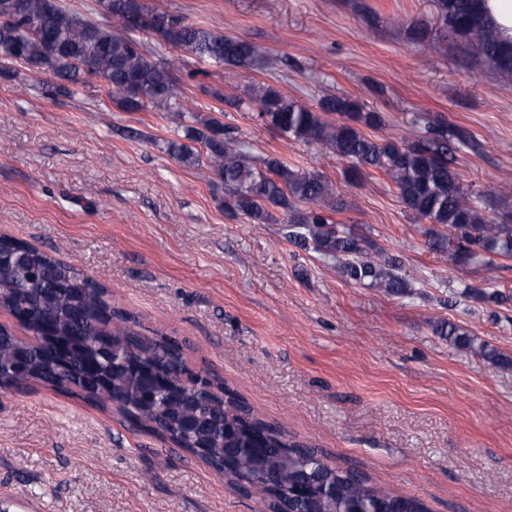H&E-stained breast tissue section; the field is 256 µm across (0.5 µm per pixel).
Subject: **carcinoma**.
<instances>
[{"label":"carcinoma","mask_w":512,"mask_h":512,"mask_svg":"<svg viewBox=\"0 0 512 512\" xmlns=\"http://www.w3.org/2000/svg\"><path fill=\"white\" fill-rule=\"evenodd\" d=\"M483 0H435V27L474 62L512 72V41L501 39L483 18ZM118 20L113 26L69 10L62 0H0V60L35 66L52 57L55 92L73 97L101 78L112 101L125 112L155 107L170 112L185 132L169 152L180 162L207 164L224 184V212L255 224L284 212L288 240L302 249L336 258L339 276L356 285L401 296L412 288L402 261L354 234L333 214L346 208L327 176L296 169L268 156L254 161L234 128L218 118L198 121L178 79L137 35H153L166 46L198 59L246 73L265 70L264 53L234 35L186 23L144 0H99ZM411 41L430 45L432 30L421 21L408 26ZM233 108L247 106L270 130L303 143L325 144L349 163L348 176L376 170L385 174L406 208L431 224L430 246L448 253L459 266L483 256L512 258V213L494 217L475 203L458 169L459 151L473 143L464 130L446 122L425 127L414 140L398 144L365 133L383 126L381 113L345 94L322 97L308 106L264 82H253ZM24 251L21 259L16 252ZM464 294L484 303H512V293L468 285ZM30 333L23 339L0 326V385L5 389L40 383L60 387L101 407H111L130 424L199 455L238 489L259 488L269 509L286 501L296 512H428L425 504L393 489L369 483L360 472L331 467L276 423L263 418L220 378L216 393L202 397L192 386L185 345L142 327L135 315L111 306L108 289L83 271L47 252L7 238L0 245V308ZM462 349L474 339L452 324L440 325ZM155 377L149 391L130 394L127 372ZM192 411L203 424L183 427ZM257 445L261 452L238 453L227 461L224 449ZM314 482L304 498L295 497L298 478ZM325 482L336 497L321 496Z\"/></svg>","instance_id":"obj_1"}]
</instances>
